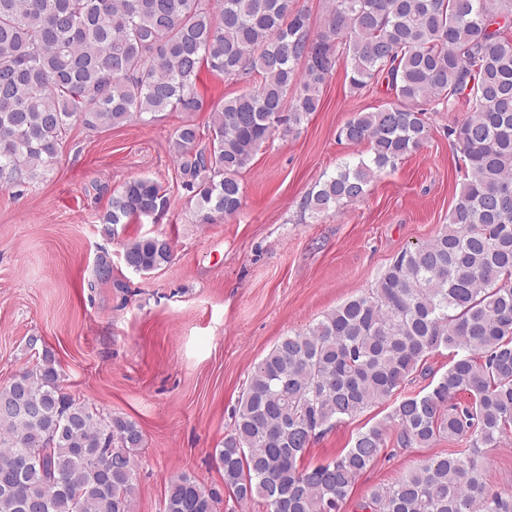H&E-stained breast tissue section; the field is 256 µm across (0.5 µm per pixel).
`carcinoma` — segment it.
Returning <instances> with one entry per match:
<instances>
[{"label":"carcinoma","instance_id":"obj_1","mask_svg":"<svg viewBox=\"0 0 512 512\" xmlns=\"http://www.w3.org/2000/svg\"><path fill=\"white\" fill-rule=\"evenodd\" d=\"M354 91L387 80L394 101L338 132L370 155L316 183L302 212L317 219L362 200L384 169L428 142L426 114L460 104L449 131L464 177L448 224L404 249L366 295L280 337L254 364L215 456L236 502L269 512H340L382 449L446 438L466 447L375 486L363 512H512L483 480L484 449L512 431V0H328L318 28L296 0H0V188L53 169L72 125L99 131L201 106L202 68L260 83L227 98L206 130L185 124L170 152L200 224L242 205L239 174L278 132L318 111L339 55ZM167 189L134 178L99 223L160 217ZM127 268L173 260L163 236L121 243ZM41 337L36 362L0 386V512H132L139 424L104 415L61 385ZM453 350L422 396L403 397L336 459L303 465L310 444L390 399L427 357ZM218 496L187 473L162 512H216Z\"/></svg>","mask_w":512,"mask_h":512}]
</instances>
